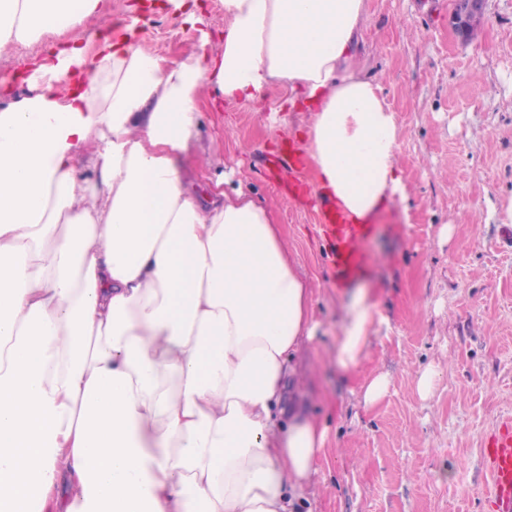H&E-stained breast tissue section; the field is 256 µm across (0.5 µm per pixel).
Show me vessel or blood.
<instances>
[{
	"label": "vessel or blood",
	"mask_w": 512,
	"mask_h": 512,
	"mask_svg": "<svg viewBox=\"0 0 512 512\" xmlns=\"http://www.w3.org/2000/svg\"><path fill=\"white\" fill-rule=\"evenodd\" d=\"M374 231V225L351 224L343 217L337 223L326 225L325 237L337 287L354 284L365 274L371 258L364 246ZM484 458L491 478L490 512H512V419L499 424L490 434Z\"/></svg>",
	"instance_id": "b4317fda"
}]
</instances>
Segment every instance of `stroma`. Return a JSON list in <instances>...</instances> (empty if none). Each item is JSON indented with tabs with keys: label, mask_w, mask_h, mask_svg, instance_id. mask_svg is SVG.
<instances>
[{
	"label": "stroma",
	"mask_w": 512,
	"mask_h": 512,
	"mask_svg": "<svg viewBox=\"0 0 512 512\" xmlns=\"http://www.w3.org/2000/svg\"><path fill=\"white\" fill-rule=\"evenodd\" d=\"M142 0H101L97 27L14 45L0 54V107L29 95V76L48 53L96 45L116 25L176 58L192 29L172 0L140 11ZM450 0H366L358 60L397 114L404 201L374 217L368 251L377 264L359 285L388 319L358 374L340 373L330 355L342 320L312 203L306 163L285 171L279 143L298 112L279 110L277 93L205 111L199 144L219 138L213 168L194 175L198 195L216 179L256 201L276 200L273 216L300 275L314 291L318 335L297 362L308 377L310 416L328 429L319 475L299 512H488L483 460L495 425L512 417V224L496 212L512 199V0H488L478 36L459 40ZM439 379L421 399L413 376ZM387 374L372 406L360 388Z\"/></svg>",
	"instance_id": "1"
}]
</instances>
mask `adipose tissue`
<instances>
[{"mask_svg":"<svg viewBox=\"0 0 512 512\" xmlns=\"http://www.w3.org/2000/svg\"><path fill=\"white\" fill-rule=\"evenodd\" d=\"M100 0H0V52L87 29ZM365 0H224V43L170 62L132 34L52 53L0 108V512H295L325 455L294 361L313 291L272 216L199 198L202 107L284 87L323 196L407 195L397 117L359 65ZM88 168L92 179L83 178ZM333 360L389 322L347 294Z\"/></svg>","mask_w":512,"mask_h":512,"instance_id":"ef3b65f1","label":"adipose tissue"}]
</instances>
